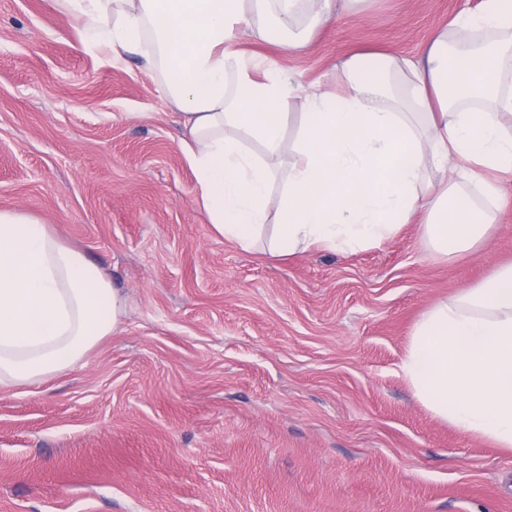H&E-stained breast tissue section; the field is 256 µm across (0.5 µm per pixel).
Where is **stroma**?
I'll return each mask as SVG.
<instances>
[{
	"label": "stroma",
	"instance_id": "35a3bbf8",
	"mask_svg": "<svg viewBox=\"0 0 512 512\" xmlns=\"http://www.w3.org/2000/svg\"><path fill=\"white\" fill-rule=\"evenodd\" d=\"M481 0H368L283 57L335 85L355 53L422 59ZM159 68L109 64L54 0H0V209L103 268L115 332L0 388V512H512V450L436 418L401 371L415 324L512 263L495 224L449 255L415 216L378 247L271 255L212 233Z\"/></svg>",
	"mask_w": 512,
	"mask_h": 512
}]
</instances>
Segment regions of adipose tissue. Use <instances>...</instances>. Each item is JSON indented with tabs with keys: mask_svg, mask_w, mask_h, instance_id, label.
<instances>
[{
	"mask_svg": "<svg viewBox=\"0 0 512 512\" xmlns=\"http://www.w3.org/2000/svg\"><path fill=\"white\" fill-rule=\"evenodd\" d=\"M55 2L110 58L161 63L182 112L180 148L197 204L211 231L241 248L270 221L274 255L378 246L423 212V235L438 252L466 250L486 226L463 186L495 203L500 176L512 177V0L458 14L422 60L381 55L370 69L366 55H352L342 89L318 86L305 97L297 159L284 177L270 160L295 87L285 67L233 40H274L290 54L305 45L289 36L298 17L331 20L336 0ZM122 306L100 267L36 217L0 210V387L71 366L114 331ZM402 371L438 419L512 449V264L423 314Z\"/></svg>",
	"mask_w": 512,
	"mask_h": 512,
	"instance_id": "ef3b65f1",
	"label": "adipose tissue"
}]
</instances>
